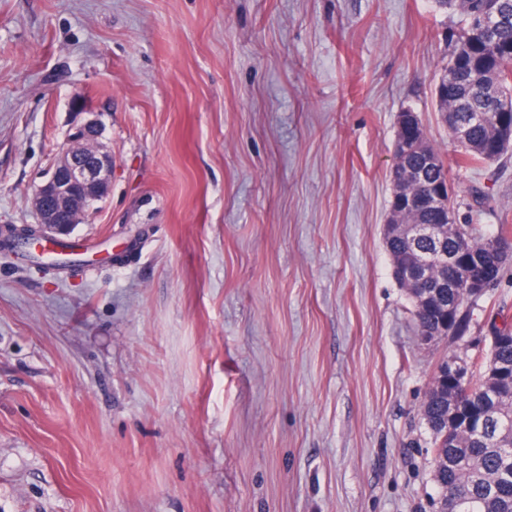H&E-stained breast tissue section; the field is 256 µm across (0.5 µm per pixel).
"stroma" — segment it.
<instances>
[{"mask_svg": "<svg viewBox=\"0 0 512 512\" xmlns=\"http://www.w3.org/2000/svg\"><path fill=\"white\" fill-rule=\"evenodd\" d=\"M434 0H0V225L70 129L114 164L71 271L0 245V512H435L425 348L383 226L418 113L459 223L512 225V161L457 166ZM480 191L482 202L472 193Z\"/></svg>", "mask_w": 512, "mask_h": 512, "instance_id": "obj_1", "label": "stroma"}]
</instances>
